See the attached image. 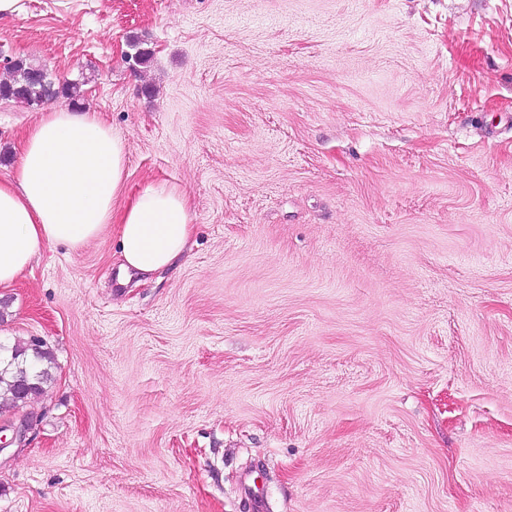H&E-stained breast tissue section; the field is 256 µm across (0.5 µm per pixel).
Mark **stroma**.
Listing matches in <instances>:
<instances>
[{
    "label": "stroma",
    "instance_id": "stroma-1",
    "mask_svg": "<svg viewBox=\"0 0 512 512\" xmlns=\"http://www.w3.org/2000/svg\"><path fill=\"white\" fill-rule=\"evenodd\" d=\"M7 58L123 138V206L192 201L0 291L53 378L0 427V512H512V0H23ZM151 51L129 56L131 42ZM39 107L0 100V180Z\"/></svg>",
    "mask_w": 512,
    "mask_h": 512
}]
</instances>
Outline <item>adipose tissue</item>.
Masks as SVG:
<instances>
[{"label": "adipose tissue", "mask_w": 512, "mask_h": 512, "mask_svg": "<svg viewBox=\"0 0 512 512\" xmlns=\"http://www.w3.org/2000/svg\"><path fill=\"white\" fill-rule=\"evenodd\" d=\"M126 176L124 140L97 113H41L13 178L0 181V288L11 287L46 246L79 250L112 223L121 285L146 282L183 258L193 234L186 190L151 184L117 210Z\"/></svg>", "instance_id": "obj_1"}]
</instances>
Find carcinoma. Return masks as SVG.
<instances>
[{
  "mask_svg": "<svg viewBox=\"0 0 512 512\" xmlns=\"http://www.w3.org/2000/svg\"><path fill=\"white\" fill-rule=\"evenodd\" d=\"M11 77L0 83V98H21L26 104L42 105L65 95L73 100L83 95L82 83L73 82L55 86V81L42 77V67L24 60L10 62ZM53 358L37 342L0 343V395L14 405L26 403L28 397L42 391L43 385L53 379Z\"/></svg>",
  "mask_w": 512,
  "mask_h": 512,
  "instance_id": "obj_1",
  "label": "carcinoma"
}]
</instances>
